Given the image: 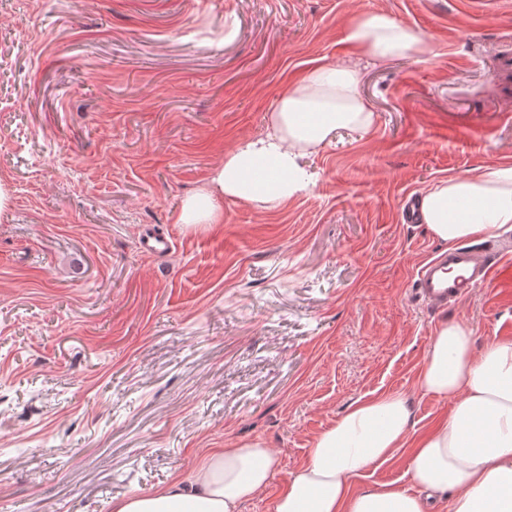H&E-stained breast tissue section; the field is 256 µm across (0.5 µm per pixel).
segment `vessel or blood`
<instances>
[{"instance_id": "obj_1", "label": "vessel or blood", "mask_w": 512, "mask_h": 512, "mask_svg": "<svg viewBox=\"0 0 512 512\" xmlns=\"http://www.w3.org/2000/svg\"><path fill=\"white\" fill-rule=\"evenodd\" d=\"M140 249L151 255L168 254L174 241L159 233L154 225H143L138 237ZM512 283V264L479 258L471 249L462 247L448 252L438 251L424 259L412 279L416 298L435 308L456 303L472 290L489 281Z\"/></svg>"}]
</instances>
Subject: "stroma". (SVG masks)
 Instances as JSON below:
<instances>
[{"instance_id":"35a3bbf8","label":"stroma","mask_w":512,"mask_h":512,"mask_svg":"<svg viewBox=\"0 0 512 512\" xmlns=\"http://www.w3.org/2000/svg\"><path fill=\"white\" fill-rule=\"evenodd\" d=\"M384 12L430 51L367 67L374 111L301 163L274 210L178 224L224 155L261 136L307 61L342 63ZM512 0H0V512H112L242 443L273 449L241 512H273L315 438L403 393L410 431L450 404L418 376L435 330L512 337V288L445 310L411 292L441 245L404 197L512 163ZM175 248L147 256L142 225ZM410 448L352 481L416 487Z\"/></svg>"}]
</instances>
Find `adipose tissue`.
I'll list each match as a JSON object with an SVG mask.
<instances>
[{
	"instance_id": "adipose-tissue-1",
	"label": "adipose tissue",
	"mask_w": 512,
	"mask_h": 512,
	"mask_svg": "<svg viewBox=\"0 0 512 512\" xmlns=\"http://www.w3.org/2000/svg\"><path fill=\"white\" fill-rule=\"evenodd\" d=\"M346 39L358 56L375 62L428 50L422 34L381 12L355 19ZM362 80L358 64L312 62L271 107L263 136L227 152L206 184L184 199L179 223L220 224L224 201L245 199L272 210L307 191L313 176L301 158L337 129L365 131L373 123ZM419 221L450 246L512 224V164L431 186L419 198ZM418 383L449 400L446 420L414 438L403 394L357 402L316 438L307 463L289 474L274 512H428L433 496L447 497L448 512H512V338L494 339L478 351L468 326L441 324ZM407 445L418 493L393 485L353 489L354 477ZM275 467L271 449L243 444L213 454L154 493L117 501L112 510L240 512Z\"/></svg>"
}]
</instances>
